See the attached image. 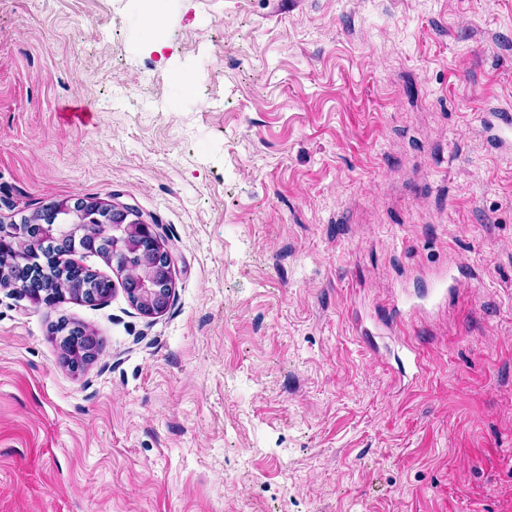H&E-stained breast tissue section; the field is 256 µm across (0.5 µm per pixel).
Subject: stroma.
Here are the masks:
<instances>
[{
  "mask_svg": "<svg viewBox=\"0 0 512 512\" xmlns=\"http://www.w3.org/2000/svg\"><path fill=\"white\" fill-rule=\"evenodd\" d=\"M493 107L512 0H0V221L119 204L174 259L153 317L96 254L103 303L0 288V512H512ZM458 277L453 266L441 272L435 280L434 287L429 296V303L433 306H440L446 302L448 296L455 293L458 288ZM67 327L60 328V332H65L63 338V347L72 360V364L80 363L94 357L98 350V345L93 336H88L79 326H73L66 330Z\"/></svg>",
  "mask_w": 512,
  "mask_h": 512,
  "instance_id": "35a3bbf8",
  "label": "stroma"
}]
</instances>
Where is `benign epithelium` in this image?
I'll use <instances>...</instances> for the list:
<instances>
[{
  "label": "benign epithelium",
  "instance_id": "1",
  "mask_svg": "<svg viewBox=\"0 0 512 512\" xmlns=\"http://www.w3.org/2000/svg\"><path fill=\"white\" fill-rule=\"evenodd\" d=\"M79 237L88 243L89 253H105L112 247V261L125 273L124 287L131 302L146 316L163 313L173 296V256L162 243L155 225L142 220L127 206L104 205L98 201H80L74 206H51L44 214L26 224H1L0 242L26 243L29 248L14 252L11 260L0 261V283L14 285L15 274L8 269L24 265L43 266L38 246L52 240V247L65 249L67 238ZM65 331L63 347L72 363L80 364L96 354L98 345L79 326L61 327Z\"/></svg>",
  "mask_w": 512,
  "mask_h": 512
}]
</instances>
